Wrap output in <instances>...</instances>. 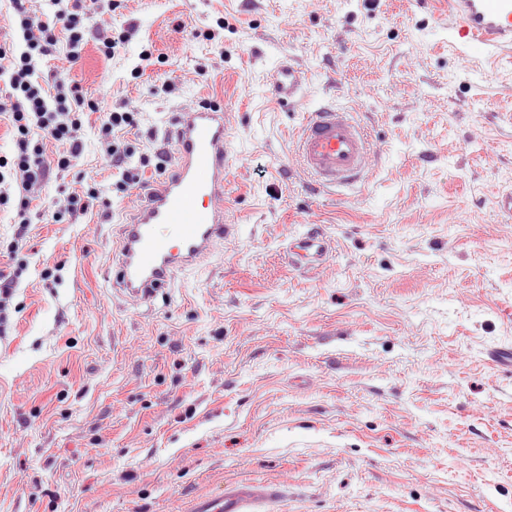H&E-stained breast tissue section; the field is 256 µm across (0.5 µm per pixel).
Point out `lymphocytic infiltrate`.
Listing matches in <instances>:
<instances>
[{"label": "lymphocytic infiltrate", "instance_id": "lymphocytic-infiltrate-1", "mask_svg": "<svg viewBox=\"0 0 512 512\" xmlns=\"http://www.w3.org/2000/svg\"><path fill=\"white\" fill-rule=\"evenodd\" d=\"M44 16L33 15L26 0H9L15 42L0 45V72L7 74L12 90L10 106L0 105V119L11 128L8 155L0 157V212L11 214L19 230L37 218L30 190L49 182L53 171L71 168L84 152L79 135L85 112L94 111L95 101L71 84L68 72L56 73L51 82L41 83L36 71L43 61L65 51L70 64H77L87 42L86 20L91 10L87 0H48ZM133 113L109 112L101 127L105 156L120 170L125 185L140 182L139 167L128 166V148L115 144L114 130L135 126ZM61 149L54 159L46 157L47 141Z\"/></svg>", "mask_w": 512, "mask_h": 512}]
</instances>
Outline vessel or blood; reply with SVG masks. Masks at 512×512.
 <instances>
[{
	"label": "vessel or blood",
	"mask_w": 512,
	"mask_h": 512,
	"mask_svg": "<svg viewBox=\"0 0 512 512\" xmlns=\"http://www.w3.org/2000/svg\"><path fill=\"white\" fill-rule=\"evenodd\" d=\"M460 37L484 46L512 47V0H448ZM279 101L293 102L301 76L291 65L274 74ZM229 115L223 107L180 110L165 138L176 147L172 168L146 186V198L125 222L118 250L121 291L146 298L166 286L177 270L195 265L213 245L235 234L224 221V177L233 167ZM297 151L315 188L349 187L365 176L371 153L364 128L351 113L326 105L308 113ZM175 227V238L160 226ZM330 242L319 229L300 236L290 248L292 262L311 264L326 258ZM272 500L275 488L236 485L220 499L198 502L194 512H243L255 495Z\"/></svg>",
	"instance_id": "vessel-or-blood-1"
}]
</instances>
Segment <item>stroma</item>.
<instances>
[{
  "mask_svg": "<svg viewBox=\"0 0 512 512\" xmlns=\"http://www.w3.org/2000/svg\"><path fill=\"white\" fill-rule=\"evenodd\" d=\"M112 56L65 58L98 107L85 150L33 188L42 214L0 266V512H193L226 487H277L246 512H512V54L451 37L446 0H123ZM151 61H143V51ZM285 63L299 97L272 96ZM229 112L230 240L130 304L114 282L122 225L174 162L178 110ZM352 112L367 180L316 190L299 163L308 112ZM149 158L129 188L104 157ZM101 202L54 222L67 192ZM333 243L297 269L289 242ZM107 114L101 127V138L106 144L105 156L113 168L121 171L122 182L125 185L136 186L140 182L138 169L127 166V159L132 155L131 151L127 147H120L112 142V133L115 129L123 130L135 126L134 114L125 111H112Z\"/></svg>",
  "mask_w": 512,
  "mask_h": 512,
  "instance_id": "stroma-1",
  "label": "stroma"
}]
</instances>
